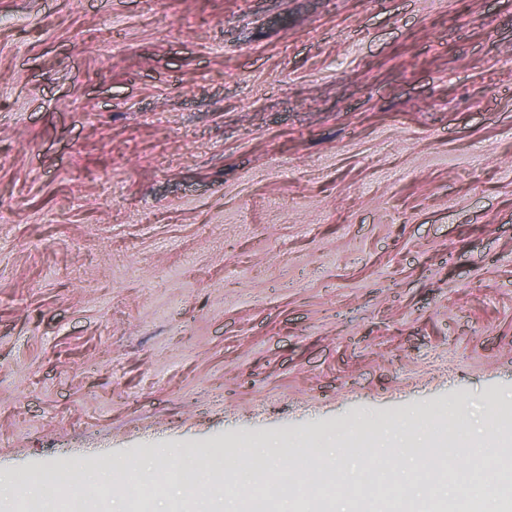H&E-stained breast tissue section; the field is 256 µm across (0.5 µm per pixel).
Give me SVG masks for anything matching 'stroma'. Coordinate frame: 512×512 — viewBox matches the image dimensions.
Listing matches in <instances>:
<instances>
[{"mask_svg": "<svg viewBox=\"0 0 512 512\" xmlns=\"http://www.w3.org/2000/svg\"><path fill=\"white\" fill-rule=\"evenodd\" d=\"M0 471L446 436L512 398V0H0Z\"/></svg>", "mask_w": 512, "mask_h": 512, "instance_id": "1", "label": "stroma"}]
</instances>
